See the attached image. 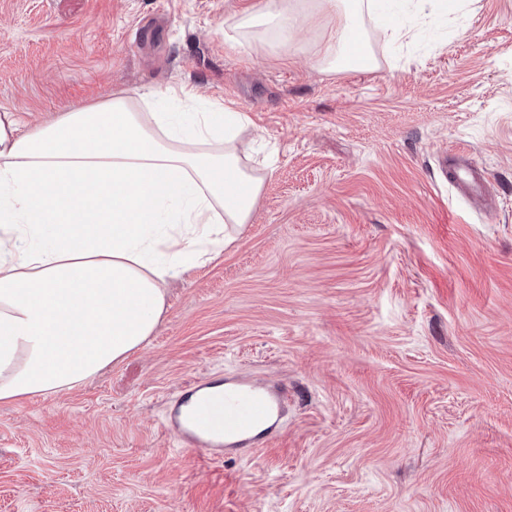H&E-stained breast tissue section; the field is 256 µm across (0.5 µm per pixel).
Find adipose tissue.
<instances>
[{"label": "adipose tissue", "mask_w": 512, "mask_h": 512, "mask_svg": "<svg viewBox=\"0 0 512 512\" xmlns=\"http://www.w3.org/2000/svg\"><path fill=\"white\" fill-rule=\"evenodd\" d=\"M302 0H261L237 29L294 38ZM335 25L324 70L367 71L375 0H312ZM187 87L118 93L29 129L0 113V401L71 389L146 348L164 284L223 251L263 188L237 147L244 113ZM176 101L179 112L155 111Z\"/></svg>", "instance_id": "obj_1"}]
</instances>
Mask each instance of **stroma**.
I'll use <instances>...</instances> for the list:
<instances>
[{
    "instance_id": "35a3bbf8",
    "label": "stroma",
    "mask_w": 512,
    "mask_h": 512,
    "mask_svg": "<svg viewBox=\"0 0 512 512\" xmlns=\"http://www.w3.org/2000/svg\"><path fill=\"white\" fill-rule=\"evenodd\" d=\"M257 0H0V112L36 126L118 92L186 85L265 147L250 224L165 285L150 344L73 389L0 402V512H512V0H430L374 69L238 45ZM471 150L486 216L439 168ZM245 372L280 430L211 461L170 398Z\"/></svg>"
}]
</instances>
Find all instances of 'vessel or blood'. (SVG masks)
<instances>
[{"label": "vessel or blood", "mask_w": 512, "mask_h": 512, "mask_svg": "<svg viewBox=\"0 0 512 512\" xmlns=\"http://www.w3.org/2000/svg\"><path fill=\"white\" fill-rule=\"evenodd\" d=\"M445 163L461 196L484 201L486 178L469 151H449ZM287 399L284 389L247 377L196 383L182 389L171 404L168 426L186 447L214 456L249 455L276 436Z\"/></svg>", "instance_id": "vessel-or-blood-1"}]
</instances>
